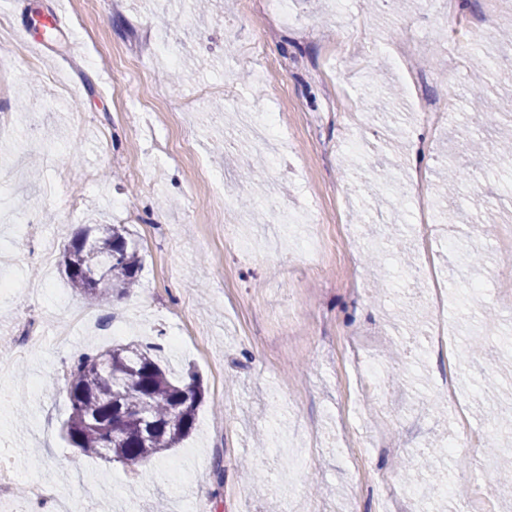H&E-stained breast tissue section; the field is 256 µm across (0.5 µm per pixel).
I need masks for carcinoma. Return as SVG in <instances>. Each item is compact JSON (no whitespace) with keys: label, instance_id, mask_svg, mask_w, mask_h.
<instances>
[{"label":"carcinoma","instance_id":"carcinoma-1","mask_svg":"<svg viewBox=\"0 0 512 512\" xmlns=\"http://www.w3.org/2000/svg\"><path fill=\"white\" fill-rule=\"evenodd\" d=\"M479 77L470 89V105L485 125L497 123L501 107L484 95L483 76L487 62L477 63ZM501 132L489 148L482 141L472 143L489 169L512 158V147ZM468 175L454 167L445 170L442 181L453 192ZM141 257L129 244L125 228L112 224L85 226L64 253V272L71 288L98 303H109L139 284ZM107 271L102 288L92 284L91 274ZM70 412L64 423L69 443L85 454L104 456L129 467L161 456L177 447L194 429L197 410L203 400L200 381L194 373L188 381L174 382L160 365L151 348L119 345L112 350L84 353L68 373Z\"/></svg>","mask_w":512,"mask_h":512}]
</instances>
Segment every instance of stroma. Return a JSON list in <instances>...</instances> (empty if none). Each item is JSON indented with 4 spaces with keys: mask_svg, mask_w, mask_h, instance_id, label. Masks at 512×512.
Wrapping results in <instances>:
<instances>
[{
    "mask_svg": "<svg viewBox=\"0 0 512 512\" xmlns=\"http://www.w3.org/2000/svg\"><path fill=\"white\" fill-rule=\"evenodd\" d=\"M261 0H212L194 21L166 0H0V199L31 224H0V456L19 470L15 512L33 491L82 512H454L472 486L491 482L476 461L512 460V423L483 444L448 448L454 429L433 409L447 358L430 350L425 288H404L407 262L365 254L398 216L395 199L417 165L429 172L438 262L459 269L444 314L458 342L481 351L462 389L468 418L512 403V318L488 325L499 259L494 238L512 226V164L479 188L439 194L448 166L476 169L466 114L427 127L409 96L391 100L368 83L404 85L393 51L420 43L409 69L426 98L463 97L471 60L512 44V0L378 10L375 0H288L301 30L269 35ZM60 25H49L51 15ZM275 114L283 139L280 205L308 208L319 223L253 218L239 201L264 181L268 160L224 114ZM363 138L369 155L353 149ZM236 204H225L226 196ZM87 224L124 225L142 257L139 285L103 306L76 294L63 272L65 245ZM237 245L224 244V225ZM454 246H447V239ZM482 247L479 272L464 256ZM487 282L485 294L471 281ZM155 347L174 379L195 371L204 389L195 428L150 462L154 475L82 454L63 432L67 372L79 354L115 345ZM405 351L402 364L389 352ZM380 370L385 401L361 391L362 361ZM256 460L254 479L242 460ZM222 465L223 480L213 475Z\"/></svg>",
    "mask_w": 512,
    "mask_h": 512,
    "instance_id": "obj_1",
    "label": "stroma"
}]
</instances>
